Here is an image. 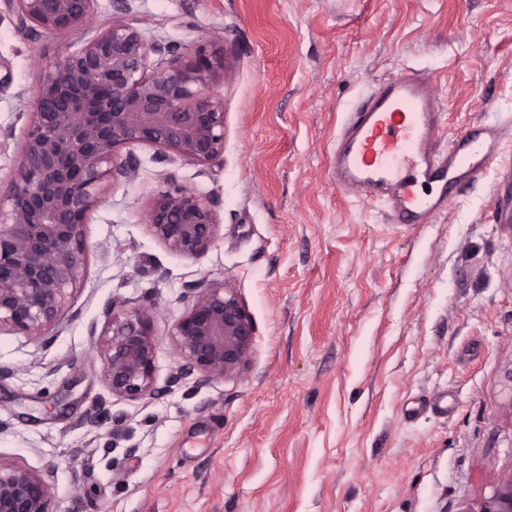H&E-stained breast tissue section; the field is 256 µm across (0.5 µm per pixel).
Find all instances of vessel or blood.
I'll use <instances>...</instances> for the list:
<instances>
[{"mask_svg":"<svg viewBox=\"0 0 512 512\" xmlns=\"http://www.w3.org/2000/svg\"><path fill=\"white\" fill-rule=\"evenodd\" d=\"M442 117L439 100L419 70L374 82L336 138L332 181L361 199L383 201L392 223H433L448 199L420 197L418 179L477 180L496 162L512 128L505 122L472 126L440 153L435 144Z\"/></svg>","mask_w":512,"mask_h":512,"instance_id":"obj_1","label":"vessel or blood"}]
</instances>
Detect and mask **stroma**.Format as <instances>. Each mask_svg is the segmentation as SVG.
I'll return each mask as SVG.
<instances>
[{"instance_id":"35a3bbf8","label":"stroma","mask_w":512,"mask_h":512,"mask_svg":"<svg viewBox=\"0 0 512 512\" xmlns=\"http://www.w3.org/2000/svg\"><path fill=\"white\" fill-rule=\"evenodd\" d=\"M148 37L224 58V156L161 161L86 226L68 320L0 329V461L54 464V512H465L512 471V138L453 187L431 224L335 187L348 112L411 67L445 112L436 144L512 118V0H132ZM53 37L0 2V193H7ZM220 225L187 259L143 221L164 181ZM236 288L255 325L248 370L171 384L191 288ZM153 310L154 396L103 381L113 311ZM448 397L447 413L433 400ZM66 405H57L58 397Z\"/></svg>"}]
</instances>
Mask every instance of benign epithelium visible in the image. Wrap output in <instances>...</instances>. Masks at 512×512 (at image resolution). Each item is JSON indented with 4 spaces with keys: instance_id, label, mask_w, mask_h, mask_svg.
I'll list each match as a JSON object with an SVG mask.
<instances>
[{
    "instance_id": "7a95c632",
    "label": "benign epithelium",
    "mask_w": 512,
    "mask_h": 512,
    "mask_svg": "<svg viewBox=\"0 0 512 512\" xmlns=\"http://www.w3.org/2000/svg\"><path fill=\"white\" fill-rule=\"evenodd\" d=\"M19 30H43L59 48L41 79L13 172L0 195V327L42 336L68 317L71 291L84 276L86 224L119 180L138 174L132 143L160 150L161 160L210 165L224 155V58L180 43H158L130 0H112V17L87 36L98 0H5ZM81 44L72 50L75 44ZM154 236L195 259L214 242L219 220L211 201L190 186L158 191L145 213ZM103 380L115 397L155 394L150 314L112 318ZM172 336L178 384L197 376L242 375L256 336L236 289L204 282ZM54 467L36 472L0 462V512H53ZM467 512H512V474Z\"/></svg>"
}]
</instances>
